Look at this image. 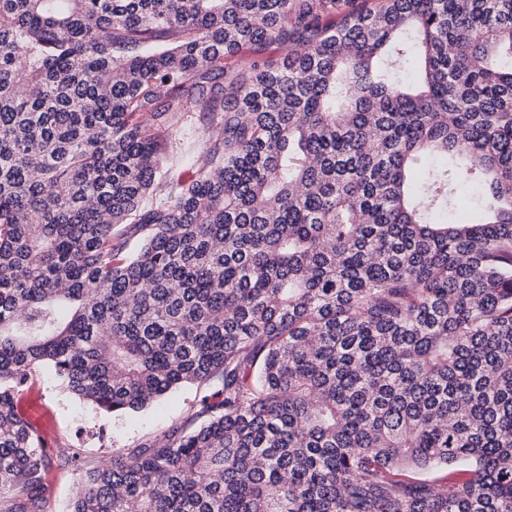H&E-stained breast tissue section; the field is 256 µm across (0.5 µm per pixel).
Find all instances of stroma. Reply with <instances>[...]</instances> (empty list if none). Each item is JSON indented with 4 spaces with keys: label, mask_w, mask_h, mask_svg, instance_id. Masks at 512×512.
<instances>
[{
    "label": "stroma",
    "mask_w": 512,
    "mask_h": 512,
    "mask_svg": "<svg viewBox=\"0 0 512 512\" xmlns=\"http://www.w3.org/2000/svg\"><path fill=\"white\" fill-rule=\"evenodd\" d=\"M204 132V122L196 114L171 129L164 167L180 172L183 178L194 177L190 158L201 150ZM22 396L38 407L50 450L76 452L85 467L93 468L107 465L113 455L162 436L185 421L198 410L202 393L187 387L145 410L114 417L79 401L61 388L49 371L40 369L32 373ZM47 479L49 512H68L80 480L78 471L55 457Z\"/></svg>",
    "instance_id": "35a3bbf8"
}]
</instances>
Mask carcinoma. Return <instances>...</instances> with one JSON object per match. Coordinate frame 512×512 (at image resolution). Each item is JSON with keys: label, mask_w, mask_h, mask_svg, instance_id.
<instances>
[{"label": "carcinoma", "mask_w": 512, "mask_h": 512, "mask_svg": "<svg viewBox=\"0 0 512 512\" xmlns=\"http://www.w3.org/2000/svg\"><path fill=\"white\" fill-rule=\"evenodd\" d=\"M40 367L217 387L70 512H512V0H0V512ZM204 122L199 113L192 114L170 130L169 147L163 158V168H172L180 172L184 179L195 176V168L189 158L199 152L203 146Z\"/></svg>", "instance_id": "1"}]
</instances>
